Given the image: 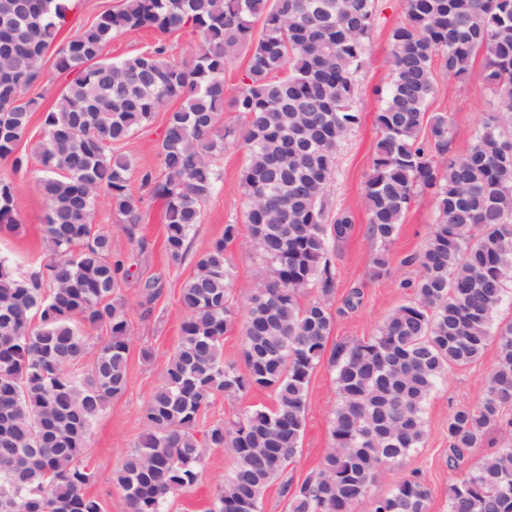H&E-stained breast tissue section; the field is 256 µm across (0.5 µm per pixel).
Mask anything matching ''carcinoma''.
<instances>
[{"mask_svg":"<svg viewBox=\"0 0 512 512\" xmlns=\"http://www.w3.org/2000/svg\"><path fill=\"white\" fill-rule=\"evenodd\" d=\"M71 0H0V160L17 154L31 125L23 91L55 47L54 69L69 80L44 113L39 144L47 199L46 259L28 273L0 260V512H101L84 492L90 425L128 384L131 276L112 233L96 224L104 202L124 217L130 242L142 215L131 163L118 146L170 104L159 141L161 173L141 185L163 205V246L173 263L189 251L201 207L223 184L216 157L224 138L248 159L240 173L245 227L198 257L180 292L178 345L143 421L147 432L116 471L128 512H166L197 480L206 450L234 461L210 512H259L266 487L295 457L304 431L308 383L332 331L327 307L336 273L331 242L351 230L343 213L326 223V195L340 143L358 123L354 73L376 18L375 0H122L60 39ZM406 22L391 36V80L376 117L380 139L365 183L371 236L391 243L418 191L435 197L424 248L403 262L420 268L409 301L367 339L339 342L330 355L338 401L320 471L282 484L288 512H427L418 474L385 496L371 495L384 468L419 447L423 407L448 374L493 342L497 362L481 402L448 418L450 459L485 445L488 430L512 437V320L493 326L512 280V0H404ZM189 30L200 49L190 64L170 61L165 44L119 60L103 58L118 34ZM253 45L232 99L243 125H224V73L238 46ZM496 97L470 147H451L448 119L427 116L438 72L466 84L477 53ZM288 74L279 78L276 73ZM18 226L13 182L0 177V231ZM238 242L271 264L269 279L246 290L245 371L224 361L235 322L226 258ZM316 296L306 305L300 297ZM104 328L91 367H75ZM270 389L271 410L255 407L198 437V415L224 395ZM448 512H512V444L485 455L448 488Z\"/></svg>","mask_w":512,"mask_h":512,"instance_id":"cac0c4a2","label":"carcinoma"}]
</instances>
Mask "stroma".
I'll list each match as a JSON object with an SVG mask.
<instances>
[{"label": "stroma", "mask_w": 512, "mask_h": 512, "mask_svg": "<svg viewBox=\"0 0 512 512\" xmlns=\"http://www.w3.org/2000/svg\"><path fill=\"white\" fill-rule=\"evenodd\" d=\"M376 24L366 39L364 63L355 75V107L361 114L359 125L345 136L337 154L334 178L328 188L329 217L348 213L352 230L343 239L333 242L330 260L336 270V291L328 307L333 316L330 342L354 341L373 335L383 319L397 306L405 303L407 294L401 289L404 281L416 280L417 266L405 264L407 255L420 251L435 220V200L431 192L417 193L405 212L399 232L392 243L381 245L368 232L369 215L363 205L365 182L379 139L376 116L382 97L390 82V41L394 29L403 24V0H377ZM166 41L169 57L182 63L192 60L199 50L198 38L183 31L162 36L153 30L118 34L104 51L105 58L120 59L150 48L157 41ZM53 55H46L44 76L27 90V98L36 102L31 120V133L19 146L26 158L20 170L0 160V176L6 175L16 186L15 204L19 226L15 231L0 232V258L16 270L43 260L40 227L46 211V200L39 183L43 177L37 145L42 132L43 115L53 108L65 88V76L53 75ZM495 108V96L483 79V62L475 60L467 87L445 75L437 77V92L429 102V114L447 116L457 151H465L487 113ZM164 115H157L151 126L140 129L122 145L132 163V182L138 190L143 222L138 233L148 242L146 251L130 247L122 230V217L108 208H101L98 222L111 230L114 241L124 248L133 276L123 284L120 293L129 309L132 336L128 360L126 392L112 400L93 421L87 437V462L92 474L86 491L96 497L103 512H126L123 495L113 481L124 458L139 445L144 432V407L161 380L162 373L179 341L183 310L179 294L192 276L195 262L214 242L224 235L228 224H243L247 199L239 177L246 164L244 149L227 145L219 163L224 170V187L202 207L200 224L193 234L191 247L182 263H171L163 248L164 219L161 202L140 185L145 170H159L158 143ZM387 250L390 273L383 279L372 276L369 260L379 250ZM226 256L231 267L234 290L233 304L237 314H244L246 300L243 288L266 280L270 265L255 253L229 245ZM157 279L162 289L160 298L151 305L142 304V286L146 280ZM359 290L355 306L345 300L352 290ZM150 358H143V351ZM497 360L495 346H488L481 358L465 367H453L447 378L433 392L424 406L425 438L399 464L388 468L372 489L383 495L411 473H419L431 491L428 512H448V487L467 468L484 456L481 448L470 449L459 463L448 460V418L461 407L479 403ZM335 372L329 361H321L314 369L307 388L305 430L300 448L288 462L281 479L266 490L260 512H287V501L281 493L283 481L301 483L315 475L330 446L329 420L336 406ZM275 395L269 390H253L238 398L220 397L202 412L200 428L224 422L252 406L274 407ZM232 460L222 450L208 451L201 462L197 482L189 489L171 497L168 512H209L217 491L231 472Z\"/></svg>", "instance_id": "35a3bbf8"}]
</instances>
